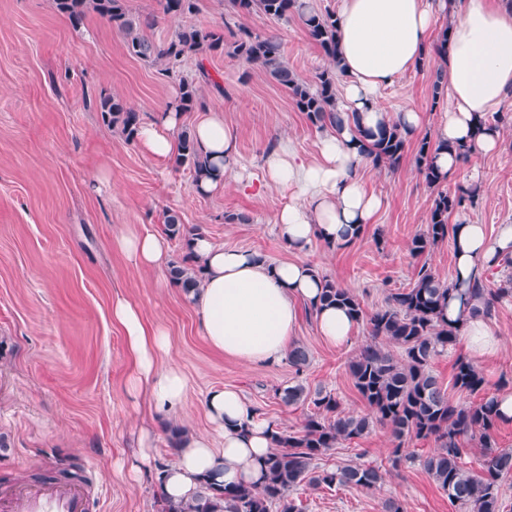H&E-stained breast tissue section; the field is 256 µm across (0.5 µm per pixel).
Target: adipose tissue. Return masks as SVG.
I'll return each mask as SVG.
<instances>
[{"label":"adipose tissue","instance_id":"obj_1","mask_svg":"<svg viewBox=\"0 0 512 512\" xmlns=\"http://www.w3.org/2000/svg\"><path fill=\"white\" fill-rule=\"evenodd\" d=\"M443 14L449 27L441 59L448 103L433 134L443 145L433 163L451 177L462 164L458 146L473 154L498 150L502 132L489 127L487 118L512 95V0H340L337 56L343 95L338 109L356 114L357 120L320 137L313 160H296L286 143L264 159L265 188L290 191L274 218L289 260L273 263L260 253L227 248L205 235L192 241L202 285L186 299L198 310L211 348L246 364L279 361L294 341L304 308L312 310L320 336L329 343L340 346L350 340L354 320L344 308L321 303V274L304 255L314 240L343 247L374 223L383 200L368 192L357 174L363 161L358 131L395 122L406 138L420 135L422 112H387L380 97L397 79L429 62L435 25ZM180 118L174 104L157 112L141 124L139 145L161 158L173 155ZM193 134L213 164L196 194L206 196L229 183L249 181L238 135L222 113H207ZM118 244L134 265L159 271L170 267L169 239L163 233L149 228L130 232L120 235ZM508 253L512 224L501 225L491 238L484 225L462 222L455 235V278L463 285L483 278L493 258ZM472 305L470 299L451 295L442 317L460 324L472 358L500 354V338L482 318L471 315ZM111 312L131 355L128 393L147 395L158 413L181 410L188 379L175 365L162 362L170 352L163 324L146 325L140 310L121 298L113 300ZM205 414L208 429L182 434L174 461L162 472L163 492L171 502L192 501L205 479L230 486L257 484L263 478L276 423L259 417L232 388L211 390Z\"/></svg>","mask_w":512,"mask_h":512}]
</instances>
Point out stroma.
<instances>
[{
    "label": "stroma",
    "mask_w": 512,
    "mask_h": 512,
    "mask_svg": "<svg viewBox=\"0 0 512 512\" xmlns=\"http://www.w3.org/2000/svg\"><path fill=\"white\" fill-rule=\"evenodd\" d=\"M127 6L136 16L156 15L145 34L157 43L188 27H243L277 35L289 68L304 82H313L328 64L294 14L285 20L242 15L225 0H200L196 13L177 18L159 15L157 0H127ZM202 68L213 82L202 85V103L184 113L182 128L193 129L205 111L223 113L239 134L244 164L257 175L264 157L286 140L298 157L314 158L321 128L256 67L217 52L186 58L179 78L168 79L129 55L122 34L96 14L75 26L53 0H0L1 488L57 481L62 469L76 466L88 485L105 491L96 512H159V475L174 456L171 432L178 425L207 429L204 399L210 389L236 388L249 407L293 430L309 408L285 405L277 391L298 382L336 393L344 411H367L348 373L349 359L369 339L364 324L336 347L319 335L313 316L302 315L296 336L309 351L307 369L295 373L285 361L248 366L212 350L199 313L181 289L161 286L157 271L131 265L116 244L120 233L161 229L170 210L225 246L275 261L290 257L273 222L287 192L242 191L231 184L210 196L196 195L188 171L149 154L101 118L100 98L116 95L148 120L164 108L180 77L197 76ZM434 80L431 67L406 74L383 91L381 103L389 112H424L426 129H433L442 118L432 105ZM499 115V151L468 158L445 183L461 192L470 173H479L487 192L449 221L465 217L491 234L512 224V99ZM366 186L383 199L374 224L346 247L314 242L309 259L370 311L414 280L417 263L408 244L425 230L433 194L410 153L397 170L368 168ZM118 297L137 305L146 323L165 325L170 360L189 381L181 416L150 413L146 397L128 394L130 356L111 316ZM486 322L504 344L500 355L478 362L493 393L512 380V298L497 303ZM147 425L160 455L132 481L112 466L130 453ZM394 446L390 429L376 424L366 438L338 446L320 462L324 468L385 466L381 490L303 485L295 498L304 512H382L390 496L402 500L407 512H451L447 495L417 462L433 441L409 442L417 459L397 469L388 466Z\"/></svg>",
    "instance_id": "1"
}]
</instances>
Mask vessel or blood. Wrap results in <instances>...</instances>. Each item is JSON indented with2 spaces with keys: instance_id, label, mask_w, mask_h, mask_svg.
<instances>
[{
  "instance_id": "1",
  "label": "vessel or blood",
  "mask_w": 512,
  "mask_h": 512,
  "mask_svg": "<svg viewBox=\"0 0 512 512\" xmlns=\"http://www.w3.org/2000/svg\"><path fill=\"white\" fill-rule=\"evenodd\" d=\"M92 502L80 484H23L0 495V512H90Z\"/></svg>"
}]
</instances>
